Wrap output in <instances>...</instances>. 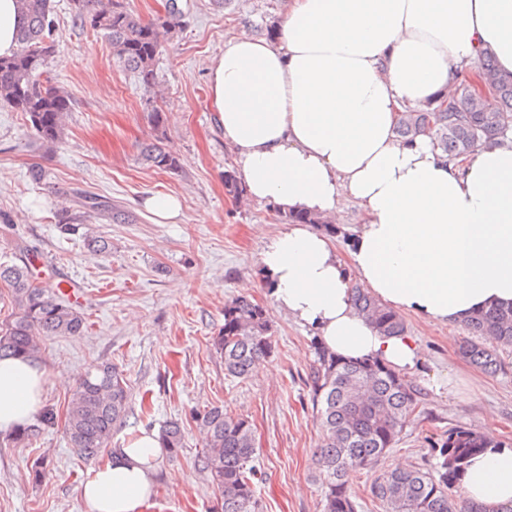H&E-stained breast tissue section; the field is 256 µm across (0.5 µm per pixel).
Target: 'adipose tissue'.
I'll return each instance as SVG.
<instances>
[{
    "instance_id": "1",
    "label": "adipose tissue",
    "mask_w": 512,
    "mask_h": 512,
    "mask_svg": "<svg viewBox=\"0 0 512 512\" xmlns=\"http://www.w3.org/2000/svg\"><path fill=\"white\" fill-rule=\"evenodd\" d=\"M486 55L512 72V0H290L277 36L236 35L209 71L249 199L329 219L360 209L348 259L305 224L260 254L277 308L337 356L403 373L421 360L410 333L382 335L358 313L356 282L439 325L512 302V140L451 161L395 133L401 112L448 93ZM46 379L38 361L0 360V430L37 414ZM162 452L144 432L94 469L81 489L89 512H143ZM460 491L512 512V448L471 457Z\"/></svg>"
}]
</instances>
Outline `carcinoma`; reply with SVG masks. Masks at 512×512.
<instances>
[{"label":"carcinoma","instance_id":"1","mask_svg":"<svg viewBox=\"0 0 512 512\" xmlns=\"http://www.w3.org/2000/svg\"><path fill=\"white\" fill-rule=\"evenodd\" d=\"M25 22L17 34V49L0 58V102L25 117L37 139L48 146L63 133L70 94L55 85L48 72L54 53L56 30L51 0H19ZM73 18L80 27L102 33L112 45V57L135 73L151 90L156 85V57L163 39L180 27L182 11L146 21L124 0H71ZM485 87L498 99V107H485L484 97L466 83L453 93L403 112L396 134L405 142L423 136L450 160L477 147L507 138L512 131V73L496 68L486 55L480 60ZM164 135L143 147L151 166L176 173L182 168L179 155L167 150ZM104 216L106 206L96 199L73 192L56 211V221L65 232L88 223L90 213ZM286 224H322L333 236L336 227L306 212L278 211ZM0 286L7 289L12 307L9 318L0 321V359L36 357L47 336H80L88 328L85 316L61 299L51 284L40 282L26 264L0 263ZM354 306L373 327L386 336L407 331L403 316L380 303L366 288L354 287ZM464 326L470 338L460 352L474 365L492 373L502 370L497 349L512 347V306L491 307ZM266 310L244 297L224 305V326L213 340L224 361V375L245 379L254 365L274 352ZM310 397L319 414L322 439L315 451L324 496L322 512H357L347 477L353 472L377 467L400 440L404 428L421 412V389L397 371L377 360L344 361L315 345ZM131 398L126 378L112 364H96L78 383L65 414V434L70 447L85 460L96 459L107 447L112 431L125 422ZM205 439L198 467L216 494L215 512H262L257 496L253 430L248 419L211 405L192 413ZM54 423L47 409L38 423L15 430V443L37 439L43 428ZM161 445L174 458L183 448V432L176 421L159 431ZM489 443L480 432L468 428L448 431L438 448L441 471L434 475L421 468H396L382 474L371 494L385 512H483L455 499L450 489L470 457L482 453Z\"/></svg>","mask_w":512,"mask_h":512}]
</instances>
